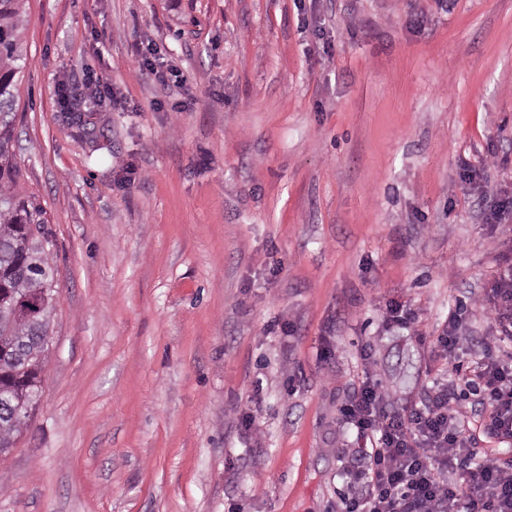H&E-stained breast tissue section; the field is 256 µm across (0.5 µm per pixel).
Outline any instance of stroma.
I'll return each instance as SVG.
<instances>
[{"mask_svg": "<svg viewBox=\"0 0 512 512\" xmlns=\"http://www.w3.org/2000/svg\"><path fill=\"white\" fill-rule=\"evenodd\" d=\"M16 134L54 236L0 512H336L365 363L464 383L512 270V0H25ZM154 43L180 86L134 62ZM106 77L99 86L98 77ZM105 97L80 135L56 85ZM418 323L386 325L393 303ZM252 413L245 429L242 412ZM469 394L458 424L512 459ZM457 316L455 313L448 314V325L442 336H438L437 344L441 348V355L445 360L448 373L458 372L459 365L456 364V351L461 349V337L455 333Z\"/></svg>", "mask_w": 512, "mask_h": 512, "instance_id": "1", "label": "stroma"}]
</instances>
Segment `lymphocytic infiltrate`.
Instances as JSON below:
<instances>
[{
  "label": "lymphocytic infiltrate",
  "instance_id": "obj_1",
  "mask_svg": "<svg viewBox=\"0 0 512 512\" xmlns=\"http://www.w3.org/2000/svg\"><path fill=\"white\" fill-rule=\"evenodd\" d=\"M494 420L491 434L512 438V365L486 357L475 372ZM451 385L438 386L421 408L393 411L371 369L340 408L360 446L362 466L350 470L353 491L341 512H512V464H476L456 423Z\"/></svg>",
  "mask_w": 512,
  "mask_h": 512
}]
</instances>
